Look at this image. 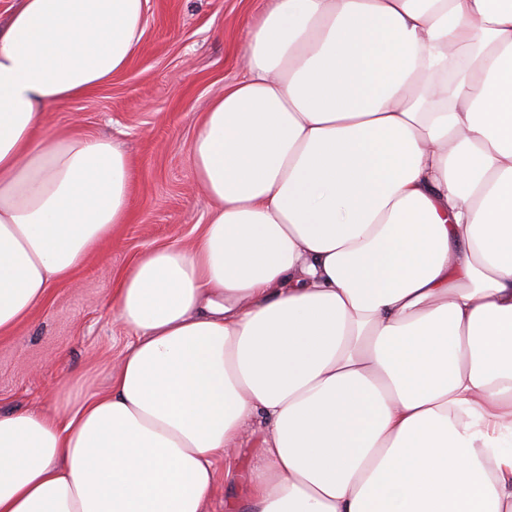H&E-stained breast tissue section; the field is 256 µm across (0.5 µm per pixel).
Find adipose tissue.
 I'll return each mask as SVG.
<instances>
[{
	"mask_svg": "<svg viewBox=\"0 0 512 512\" xmlns=\"http://www.w3.org/2000/svg\"><path fill=\"white\" fill-rule=\"evenodd\" d=\"M147 0L0 24V335L130 213L112 139L49 129L125 69ZM216 201L112 310L107 387L0 411V512H512V0H265L196 126ZM263 427L255 423L244 434L232 456V476L227 478L224 461L218 466L217 483L208 505L209 512H228L226 504L233 499L244 501L247 478L252 464L261 458ZM225 505V507H224Z\"/></svg>",
	"mask_w": 512,
	"mask_h": 512,
	"instance_id": "obj_1",
	"label": "adipose tissue"
}]
</instances>
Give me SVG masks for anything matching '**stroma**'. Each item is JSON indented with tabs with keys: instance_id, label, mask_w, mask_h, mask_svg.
<instances>
[{
	"instance_id": "35a3bbf8",
	"label": "stroma",
	"mask_w": 512,
	"mask_h": 512,
	"mask_svg": "<svg viewBox=\"0 0 512 512\" xmlns=\"http://www.w3.org/2000/svg\"><path fill=\"white\" fill-rule=\"evenodd\" d=\"M264 0H148L144 35L125 70L53 108L61 135L113 138L132 161V217L117 226L33 317L0 336V410L51 406L78 379L104 388L130 334L111 310L123 273L145 250L190 248L214 203L195 181L189 148L210 100L242 75L248 29ZM262 427L253 424L218 474L208 512L245 500Z\"/></svg>"
}]
</instances>
